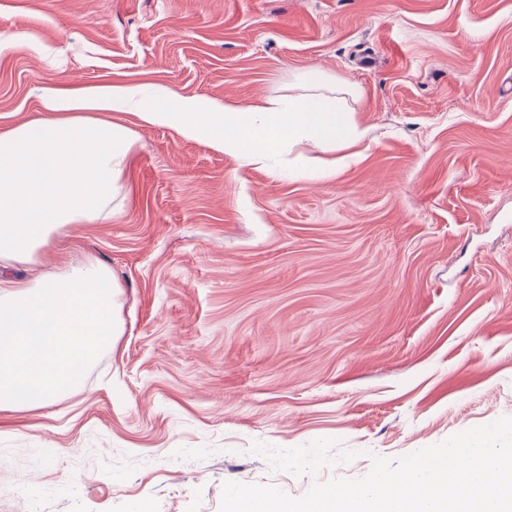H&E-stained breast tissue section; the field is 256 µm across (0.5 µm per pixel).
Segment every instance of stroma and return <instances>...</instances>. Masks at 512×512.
<instances>
[{
  "mask_svg": "<svg viewBox=\"0 0 512 512\" xmlns=\"http://www.w3.org/2000/svg\"><path fill=\"white\" fill-rule=\"evenodd\" d=\"M348 86L334 178L127 111L110 218L65 255L121 286L81 387L0 413V512H219L512 416V0H0V130L64 89L262 100Z\"/></svg>",
  "mask_w": 512,
  "mask_h": 512,
  "instance_id": "35a3bbf8",
  "label": "stroma"
}]
</instances>
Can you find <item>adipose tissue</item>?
<instances>
[{
  "label": "adipose tissue",
  "instance_id": "ef3b65f1",
  "mask_svg": "<svg viewBox=\"0 0 512 512\" xmlns=\"http://www.w3.org/2000/svg\"><path fill=\"white\" fill-rule=\"evenodd\" d=\"M45 107L46 116L0 132V264H36L67 225L111 215L135 135L94 111L137 108L144 123L208 140L258 166L288 150L294 177H334L330 153L365 135L341 98L322 93L245 108L179 97L144 104L136 88L111 86L64 91ZM119 293L111 272L92 263L31 281L0 279V411L48 407L77 390L119 333Z\"/></svg>",
  "mask_w": 512,
  "mask_h": 512
}]
</instances>
